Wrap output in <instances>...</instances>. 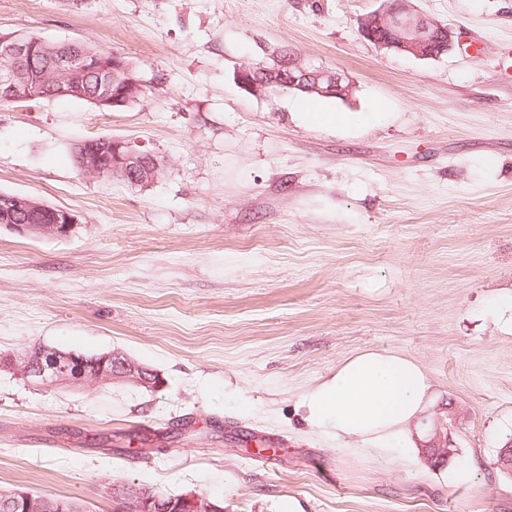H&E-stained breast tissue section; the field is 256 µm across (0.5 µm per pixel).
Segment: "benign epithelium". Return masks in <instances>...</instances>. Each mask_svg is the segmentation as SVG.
<instances>
[{
    "instance_id": "7a95c632",
    "label": "benign epithelium",
    "mask_w": 512,
    "mask_h": 512,
    "mask_svg": "<svg viewBox=\"0 0 512 512\" xmlns=\"http://www.w3.org/2000/svg\"><path fill=\"white\" fill-rule=\"evenodd\" d=\"M360 34L380 50L403 52L420 59L438 58L454 43V32L451 29L420 15L410 0H383L379 9L361 20ZM45 48L47 45L42 40L34 42L20 38L0 52V88H5L13 100L24 101L30 98V82L26 81V74L40 70H54L62 74L56 81L57 94H81L78 84L71 77L78 66L83 69L91 67L107 75L99 84L92 102L102 109L115 104L112 81L108 78L112 73L111 58L94 57L87 51L62 50L53 66L49 67L44 60ZM295 68V75L288 77L290 89H304L312 80L315 81V89L325 95L348 97L354 89L353 83L339 73L315 68L305 61L295 63ZM236 80L242 89L255 96H262L264 85L250 80L245 69L236 72ZM142 159L143 153L133 145L115 139L84 142L77 156L80 171L89 176H102L120 167L136 168L141 165ZM0 213L5 216L15 213L26 215L29 223L11 225V228L19 232L56 238L67 236L73 225L78 223L77 216L69 210L41 206L19 195L1 196ZM54 359L55 367L50 371L29 354L12 357L7 368L25 380L41 381L54 387L81 384L91 388L116 382L132 385L148 382L147 369L117 351L94 358L78 380L68 372V356L57 353ZM422 452H428L432 457L450 456L448 436L435 431ZM124 498L126 512H223L219 504L198 493L184 494L175 503L158 496H149L130 484L124 487ZM0 500L7 505H22L26 512L47 510V498H35L20 490H1Z\"/></svg>"
}]
</instances>
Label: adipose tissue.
I'll use <instances>...</instances> for the list:
<instances>
[{
	"instance_id": "obj_1",
	"label": "adipose tissue",
	"mask_w": 512,
	"mask_h": 512,
	"mask_svg": "<svg viewBox=\"0 0 512 512\" xmlns=\"http://www.w3.org/2000/svg\"><path fill=\"white\" fill-rule=\"evenodd\" d=\"M431 383L412 357L365 350L344 358L300 399L305 422L387 465L406 458L403 442L429 401Z\"/></svg>"
}]
</instances>
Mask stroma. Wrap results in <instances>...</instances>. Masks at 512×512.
Listing matches in <instances>:
<instances>
[{
	"label": "stroma",
	"mask_w": 512,
	"mask_h": 512,
	"mask_svg": "<svg viewBox=\"0 0 512 512\" xmlns=\"http://www.w3.org/2000/svg\"><path fill=\"white\" fill-rule=\"evenodd\" d=\"M381 0H0V34L127 57L145 96L0 104V192L74 213L65 238L0 224V353L121 351L154 390L42 388L0 368V487L115 512L138 484L224 512H512V0H413L456 40L434 59L359 33ZM482 42L474 56L472 39ZM288 50L350 79L320 129L297 91L246 95L234 72ZM162 158L140 188L79 172L75 144ZM415 358L448 465L390 470L306 424L301 395L363 350ZM301 112H296L310 126L323 129H336L353 124L356 116L352 112H333L317 101H303L299 104Z\"/></svg>",
	"instance_id": "35a3bbf8"
}]
</instances>
